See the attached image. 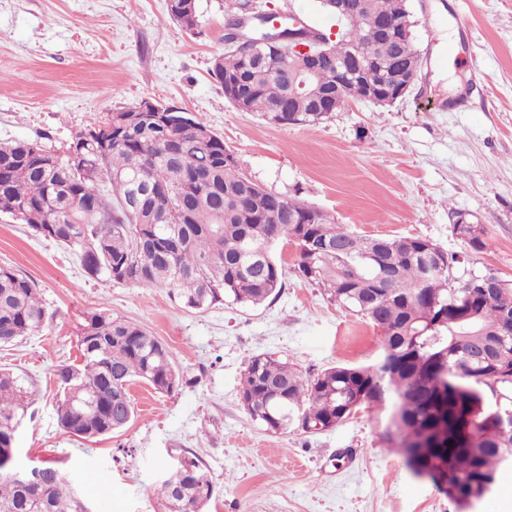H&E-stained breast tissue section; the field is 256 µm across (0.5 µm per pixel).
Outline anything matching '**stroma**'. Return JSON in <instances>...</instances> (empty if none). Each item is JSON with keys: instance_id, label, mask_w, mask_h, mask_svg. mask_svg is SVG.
Segmentation results:
<instances>
[{"instance_id": "obj_1", "label": "stroma", "mask_w": 512, "mask_h": 512, "mask_svg": "<svg viewBox=\"0 0 512 512\" xmlns=\"http://www.w3.org/2000/svg\"><path fill=\"white\" fill-rule=\"evenodd\" d=\"M199 26L173 23L167 0H0V142L63 151L111 112L148 101L192 114L224 140L265 190L305 201L362 235L421 237L457 255L459 279L512 278V0H411L423 62L413 91L389 107L345 104L313 126H274L236 109L210 75L224 53V0H197ZM454 46L453 71L435 58ZM485 227L475 252L453 224ZM258 307L192 310L166 292L90 277L65 247L0 215V265L35 282L46 309L38 335L0 347V366L34 381L39 399L15 445L34 461L76 467L93 512H157L162 465L196 455L214 496L206 512H458L387 448L390 412L362 407L334 429L271 433L243 410L248 359L274 353L309 376L365 367L380 353L372 327L294 273ZM147 328L184 376L170 394L132 385L135 416L120 433L76 439L57 420L55 371L78 357L88 315Z\"/></svg>"}]
</instances>
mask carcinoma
Masks as SVG:
<instances>
[{
	"label": "carcinoma",
	"mask_w": 512,
	"mask_h": 512,
	"mask_svg": "<svg viewBox=\"0 0 512 512\" xmlns=\"http://www.w3.org/2000/svg\"><path fill=\"white\" fill-rule=\"evenodd\" d=\"M172 20L198 27L197 0H167ZM250 0H226L225 38ZM409 0H360V12L327 46L330 59L314 79L332 82L336 58L349 50L377 65L341 90L345 98L384 81L383 68L407 76L421 64L410 37ZM257 62L229 48L211 75L226 99L273 125H316L314 95H291L292 61L265 49ZM112 133L89 129L72 143L79 164L37 142H0V213L55 241L85 272L115 283L166 291L201 310L231 300L257 307L274 299L285 271L274 246L297 247L295 273L351 311L381 338L378 362L338 365L306 377L274 354L248 361L240 402L272 433L295 425L328 430L363 406H392L389 447L411 472L429 478L463 512L467 495L500 476V452L512 448V279L492 271L457 282L460 259L420 237L360 235L302 201L268 192L237 170L224 139L187 112L158 116L135 106L110 114ZM308 215V223L289 219ZM474 251L481 224H454ZM46 311L38 288L0 265V346L39 333ZM80 359L57 367L58 424L83 440L110 436L134 417L130 386L171 393L183 378L165 343L138 323L107 313L88 316L77 335ZM38 399L32 380L0 368V512H72L83 500L67 469L44 460L37 475L16 479L8 433ZM161 512H205L214 486L196 456L168 465L155 486Z\"/></svg>",
	"instance_id": "cac0c4a2"
}]
</instances>
